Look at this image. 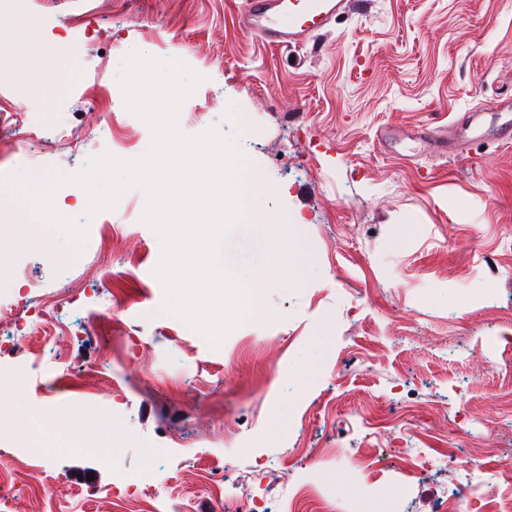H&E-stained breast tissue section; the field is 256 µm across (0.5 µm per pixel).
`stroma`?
<instances>
[{"mask_svg": "<svg viewBox=\"0 0 512 512\" xmlns=\"http://www.w3.org/2000/svg\"><path fill=\"white\" fill-rule=\"evenodd\" d=\"M242 0H0V27L37 20V49L0 59V103L23 108V142L4 184L74 174L109 152L145 154L148 127L125 107L122 58L137 50L179 59L204 80L180 111L179 127L210 126L235 146L261 184L255 223L234 230L242 269L257 233L303 237L309 258L258 288L260 308L213 349L181 320L157 315L153 275L161 245L140 216L141 190L89 223L83 252L58 236L12 249L0 273L40 312L25 335L0 327V377L25 372L0 405L9 418L37 408L87 412L89 435L108 420L121 446L103 457L45 455L22 436L0 437L10 480L0 512H136L119 492L138 480L159 512H216L244 491L264 512H288L312 484L339 512H365L369 495L396 512H438L446 489L466 480L501 512L504 485L493 467L467 473L474 437L512 456V378L495 372L512 348V136L498 117L512 101V0H363L307 42L273 46L242 32ZM80 45V75L53 103L21 92L60 42ZM482 113L476 128L459 118ZM444 127L465 137L463 154L419 153L408 141L381 146L376 132ZM124 237L109 281L86 297L64 286L94 266L101 230ZM118 309L132 331L122 363L85 370L113 338L93 325ZM375 400L383 422L363 427ZM445 461L429 462L437 434ZM304 450H296V443ZM375 449L373 469L351 465ZM422 477L407 475L409 455ZM26 466L10 471L15 459ZM93 473L74 484L73 473Z\"/></svg>", "mask_w": 512, "mask_h": 512, "instance_id": "stroma-1", "label": "stroma"}]
</instances>
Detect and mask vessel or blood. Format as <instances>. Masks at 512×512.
I'll list each match as a JSON object with an SVG mask.
<instances>
[{
  "label": "vessel or blood",
  "instance_id": "1",
  "mask_svg": "<svg viewBox=\"0 0 512 512\" xmlns=\"http://www.w3.org/2000/svg\"><path fill=\"white\" fill-rule=\"evenodd\" d=\"M356 6L357 0H245L238 24L244 32L283 47L305 42ZM417 139L443 155L461 152L463 146L462 141H449L446 132L437 128L420 132Z\"/></svg>",
  "mask_w": 512,
  "mask_h": 512
}]
</instances>
